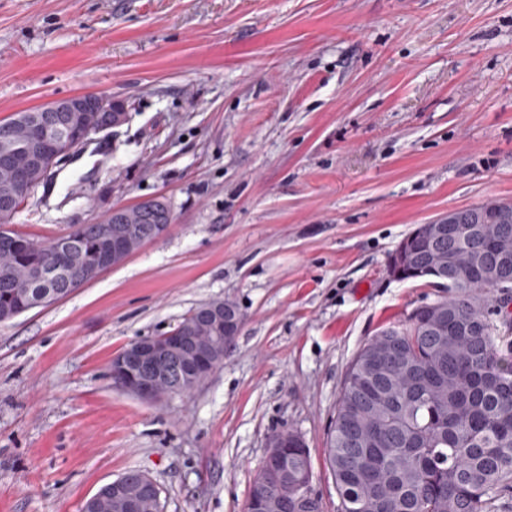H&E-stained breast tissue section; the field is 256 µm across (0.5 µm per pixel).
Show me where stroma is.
<instances>
[{
	"label": "stroma",
	"mask_w": 512,
	"mask_h": 512,
	"mask_svg": "<svg viewBox=\"0 0 512 512\" xmlns=\"http://www.w3.org/2000/svg\"><path fill=\"white\" fill-rule=\"evenodd\" d=\"M89 92L123 100L125 123L64 157L11 228L48 241L152 199L174 221L0 324V512H81L130 470L165 512H244L288 429L337 512L345 371L438 295L392 278L391 253L512 198V0H0V121ZM213 299L245 323L198 387H113V355ZM459 224H464L459 210L448 211V213L434 220L419 224L410 233V238L424 237L427 235L442 237L446 232H448V235H454L458 231Z\"/></svg>",
	"instance_id": "obj_1"
}]
</instances>
